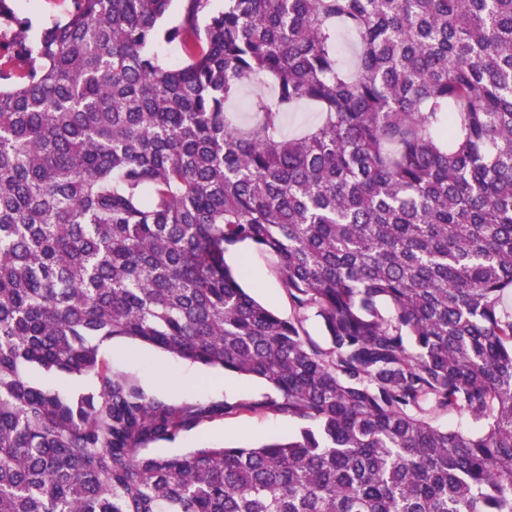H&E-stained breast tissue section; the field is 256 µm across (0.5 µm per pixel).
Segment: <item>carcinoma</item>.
Instances as JSON below:
<instances>
[{"mask_svg":"<svg viewBox=\"0 0 512 512\" xmlns=\"http://www.w3.org/2000/svg\"><path fill=\"white\" fill-rule=\"evenodd\" d=\"M171 4L74 0L31 38L0 0V512H512V0H184L165 28ZM114 337L274 395L169 405L112 373ZM263 410L295 433L145 452ZM264 91L269 92L270 90L267 88V85L265 89L262 88H246L241 97L229 107V112H232V116L235 118V120L241 124L244 121H252L253 114L249 111V105L253 97H255L256 94L262 93ZM319 119L320 113L314 107L301 105L295 110L288 112L285 116L284 132L287 134H293L303 127H309L310 125L318 122ZM233 266L243 265V285L260 302L275 310L281 317L290 318L294 311L287 292L277 277L275 259L249 245H240L226 254ZM29 373L40 385L66 394L92 390L97 385L96 379L92 376L55 375L39 371Z\"/></svg>","mask_w":512,"mask_h":512,"instance_id":"1","label":"carcinoma"}]
</instances>
